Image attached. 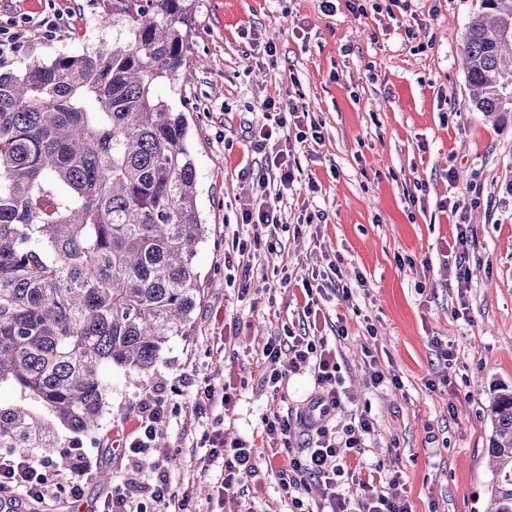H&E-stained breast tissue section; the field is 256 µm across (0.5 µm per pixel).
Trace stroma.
I'll list each match as a JSON object with an SVG mask.
<instances>
[{
	"label": "stroma",
	"mask_w": 512,
	"mask_h": 512,
	"mask_svg": "<svg viewBox=\"0 0 512 512\" xmlns=\"http://www.w3.org/2000/svg\"><path fill=\"white\" fill-rule=\"evenodd\" d=\"M373 2L356 17L342 6L327 15L320 0H189L190 66L156 92L189 122L197 208L209 227L195 256L204 298L192 335L171 339L151 381L171 387L191 373L199 382L232 383L237 398L224 437L259 440L263 417L296 414L318 392L305 369L289 374L279 394L261 384L258 348L284 328L303 333L305 304L300 287L279 285L263 270L284 262L301 277L340 261L352 298L345 304L327 292L318 333L336 346L347 391L336 423L349 424L365 408L374 420L351 466L399 476L413 512H485L491 387L512 386V122L492 125L466 105L459 59L481 0H412L406 11ZM111 16L112 0H0V31L24 37L0 68L111 45V27L92 25ZM47 20L57 24L50 37ZM256 36L275 42L276 62L259 54ZM260 98L305 104L322 140L296 144L294 185L259 260L247 271L228 269L225 247L236 237L251 243L255 233L239 221V173L254 161L246 131L262 119ZM447 196L478 200L468 210L463 294L443 274L442 256L457 235L438 208ZM339 320L348 330L341 339L333 329ZM437 338L452 349L451 361L439 356ZM219 340L218 359L211 347ZM373 361L398 386L369 387ZM109 380L100 429L60 433L78 451L83 498L51 495L29 512H97L110 489L101 471L137 484V464L115 457L112 443L132 435L143 389L119 368ZM194 395L190 387L176 398L167 427L172 480L190 487L201 512H297L264 458L243 493L212 500L219 472L201 470L197 460L216 413L196 418Z\"/></svg>",
	"instance_id": "35a3bbf8"
}]
</instances>
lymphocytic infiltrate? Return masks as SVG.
Returning a JSON list of instances; mask_svg holds the SVG:
<instances>
[{"instance_id":"1","label":"lymphocytic infiltrate","mask_w":512,"mask_h":512,"mask_svg":"<svg viewBox=\"0 0 512 512\" xmlns=\"http://www.w3.org/2000/svg\"><path fill=\"white\" fill-rule=\"evenodd\" d=\"M258 108L263 120L249 127L248 138L265 173L258 177L252 170H242L240 179L247 189L240 206V220L261 231L273 232L278 227L277 205L283 199L284 189L293 182L296 161L289 149L287 130L297 127L295 138L301 143L320 141L321 134L315 129L303 131L307 111L297 102L265 99L259 101ZM262 355L273 364L272 370L262 375L263 384L271 392H279L287 373L304 365L310 366L316 384L323 387L296 417L276 414L263 420L264 435L279 444L285 455L270 471L297 512H303L305 507L299 492L313 479L320 486L329 512H412L407 498L385 495L378 490L375 476L360 477L348 462L349 452L361 450L366 437L371 435L373 423L369 411L365 410L356 422L341 427L332 424L331 417L341 405L345 389L338 375L336 351L329 348L326 338L298 336L288 329L283 336L268 339ZM170 415V398L165 389L140 398L135 410L137 426L133 435L122 442L119 456L129 461L153 458V468L143 476L150 500L146 503L136 500L128 485L120 482L106 494L101 512H198L192 492L174 487L170 480V449L155 445L156 430ZM297 424L308 431L309 445L301 452L294 451L290 444L292 428ZM204 440L206 452L199 462L206 468L219 466L220 475L215 484L218 498L237 494L247 480L257 477L258 453L253 444L241 439L226 441L220 428L205 433ZM344 476L354 485V494L342 492L340 479ZM52 487L60 488L72 499L84 494L81 481L61 477L46 449L0 451V512H14L22 503L41 501Z\"/></svg>"}]
</instances>
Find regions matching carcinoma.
Listing matches in <instances>:
<instances>
[{"instance_id": "1", "label": "carcinoma", "mask_w": 512, "mask_h": 512, "mask_svg": "<svg viewBox=\"0 0 512 512\" xmlns=\"http://www.w3.org/2000/svg\"><path fill=\"white\" fill-rule=\"evenodd\" d=\"M112 46L0 72V448L101 426L109 380L138 384L203 297L188 122L155 96L186 62L183 0H115ZM472 107L512 118V0L463 36ZM96 107L88 108L89 100ZM490 512H512V388L496 390Z\"/></svg>"}]
</instances>
